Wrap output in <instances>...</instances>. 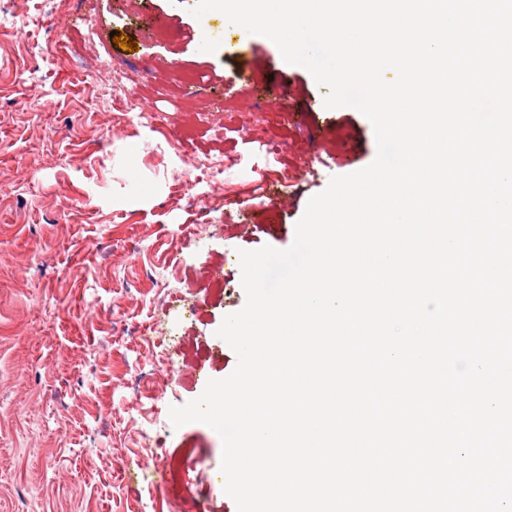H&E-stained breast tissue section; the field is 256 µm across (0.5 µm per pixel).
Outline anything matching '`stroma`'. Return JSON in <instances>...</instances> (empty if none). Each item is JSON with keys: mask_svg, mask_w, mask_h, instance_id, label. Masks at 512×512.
Listing matches in <instances>:
<instances>
[{"mask_svg": "<svg viewBox=\"0 0 512 512\" xmlns=\"http://www.w3.org/2000/svg\"><path fill=\"white\" fill-rule=\"evenodd\" d=\"M196 3L0 0V512H237L220 435L169 410L236 367L240 251L291 247L376 157L361 112Z\"/></svg>", "mask_w": 512, "mask_h": 512, "instance_id": "obj_1", "label": "stroma"}]
</instances>
